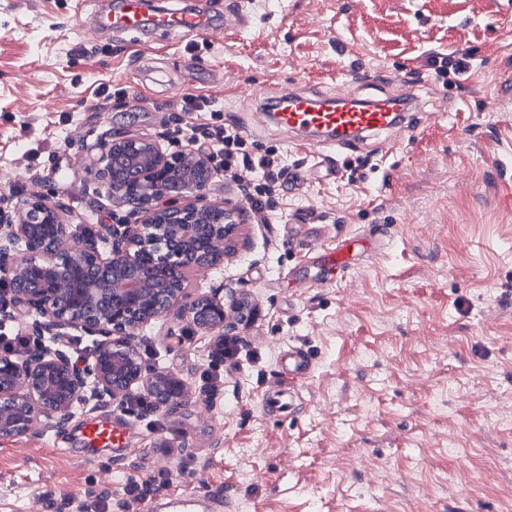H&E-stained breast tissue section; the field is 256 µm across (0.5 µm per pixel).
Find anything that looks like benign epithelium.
<instances>
[{
    "mask_svg": "<svg viewBox=\"0 0 512 512\" xmlns=\"http://www.w3.org/2000/svg\"><path fill=\"white\" fill-rule=\"evenodd\" d=\"M122 152L138 170L122 189L102 179L105 192L129 205L115 224L84 230L68 224L62 204L43 195L0 197V272L7 294L0 303L33 313L25 332L35 348L0 349V437H26L63 429L90 403L124 405L134 392L156 407L204 402L178 374L144 367L136 346L140 331L158 322L165 336L184 323L221 338L243 325L245 303L219 283L194 295L203 270L223 267L233 230L212 223L222 211L237 225L243 210L207 200L213 158L202 151L169 153L153 140L117 136L102 158ZM190 159V187L167 189L170 168ZM152 270L169 285L162 295L145 275ZM77 332L92 342L91 359L79 363L57 337Z\"/></svg>",
    "mask_w": 512,
    "mask_h": 512,
    "instance_id": "obj_1",
    "label": "benign epithelium"
}]
</instances>
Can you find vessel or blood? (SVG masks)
<instances>
[{
	"label": "vessel or blood",
	"mask_w": 512,
	"mask_h": 512,
	"mask_svg": "<svg viewBox=\"0 0 512 512\" xmlns=\"http://www.w3.org/2000/svg\"><path fill=\"white\" fill-rule=\"evenodd\" d=\"M205 10L148 13L145 0H112L96 30L100 39L118 32L162 30L170 34L188 33L209 37L215 30ZM420 106L409 92L386 94L381 99H364L342 90L333 95L315 94L290 88L282 92L266 115L275 126L287 130L299 150L319 158L328 174L337 172L339 150L364 144L368 138L394 131H413L421 119ZM357 241H338L326 249L322 260L327 273L347 272ZM127 430L109 418H95L79 427L80 446L75 454L86 461L99 462L101 456L126 447Z\"/></svg>",
	"instance_id": "vessel-or-blood-1"
}]
</instances>
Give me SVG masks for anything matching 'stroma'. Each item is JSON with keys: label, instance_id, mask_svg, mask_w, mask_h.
<instances>
[{"label": "stroma", "instance_id": "obj_1", "mask_svg": "<svg viewBox=\"0 0 512 512\" xmlns=\"http://www.w3.org/2000/svg\"><path fill=\"white\" fill-rule=\"evenodd\" d=\"M247 29L207 39L90 38L105 0H0V195L43 193L88 229L125 213L88 171L124 132L188 148L175 126L231 124L258 155L308 171L281 184L261 224L224 174L213 202L244 210L239 247L196 279L252 300L238 351L203 333H142L150 369L211 386L203 404L147 414L77 411L128 424L113 465L56 450V431L0 439V512H148L171 491L210 512H512V14L502 0H275ZM462 61L435 74L433 56ZM414 89L430 119L406 138L344 151L335 176L293 149L261 107L294 86L332 94L355 73ZM125 95H118V88ZM115 97H105V89ZM212 112H184L186 95ZM359 236L348 272L318 254ZM312 361L298 409L268 414L288 351Z\"/></svg>", "mask_w": 512, "mask_h": 512}]
</instances>
